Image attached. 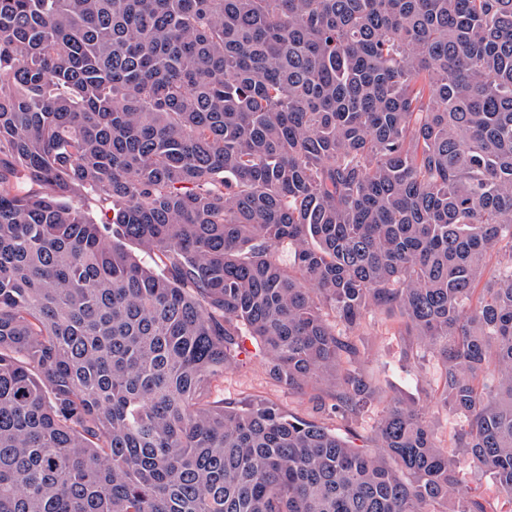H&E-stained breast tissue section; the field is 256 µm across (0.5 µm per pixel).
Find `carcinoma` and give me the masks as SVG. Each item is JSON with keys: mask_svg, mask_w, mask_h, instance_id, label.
I'll return each mask as SVG.
<instances>
[{"mask_svg": "<svg viewBox=\"0 0 512 512\" xmlns=\"http://www.w3.org/2000/svg\"><path fill=\"white\" fill-rule=\"evenodd\" d=\"M377 312L455 447L207 400L361 421ZM457 448L512 505V0H0V512H488ZM360 334L356 342L367 356L364 367L376 379L379 388L377 399L365 415L362 427L348 426L343 421L327 419L317 413L312 399L317 394L325 395L320 387L288 390L270 380L264 370L263 355L250 342L247 343L246 354L224 372V378L209 386L208 401L241 408L250 401L266 400L286 414L324 423L354 445L362 446L367 444L370 427L382 409L392 399H399L423 407L438 443L445 447L453 446L460 432L459 426L433 402L436 371L432 365L422 371L416 357V352L422 355L424 348H419L408 336H400L397 318L384 314L369 320Z\"/></svg>", "mask_w": 512, "mask_h": 512, "instance_id": "obj_1", "label": "carcinoma"}]
</instances>
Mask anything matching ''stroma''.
Masks as SVG:
<instances>
[{
    "mask_svg": "<svg viewBox=\"0 0 512 512\" xmlns=\"http://www.w3.org/2000/svg\"><path fill=\"white\" fill-rule=\"evenodd\" d=\"M356 342L364 350L366 371L375 378L379 388L376 401L365 416L363 425L348 427L343 421L325 419L314 409L317 391L307 388L296 391L281 386L266 375L264 358L255 347L225 371L222 379L208 388V399L232 407H243L255 400L273 403L282 412L327 423L339 434H352L354 445H364L369 430L382 409L394 399L416 404L426 411L439 444L454 445L459 434L456 422L438 408L432 399L436 388L434 369H421L415 341L399 335L396 318L379 314L368 321Z\"/></svg>",
    "mask_w": 512,
    "mask_h": 512,
    "instance_id": "obj_1",
    "label": "stroma"
}]
</instances>
